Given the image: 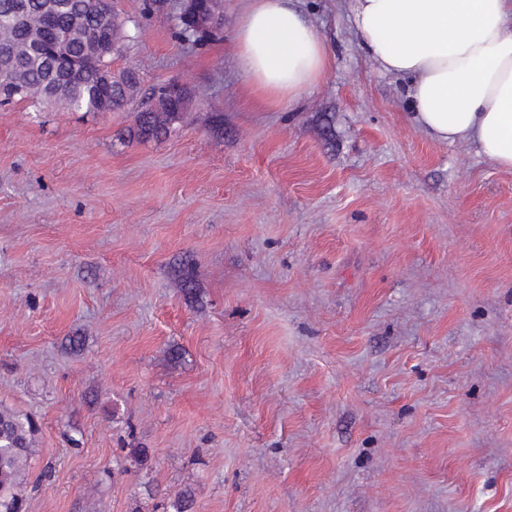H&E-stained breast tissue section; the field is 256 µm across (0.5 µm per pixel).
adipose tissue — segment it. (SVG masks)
Masks as SVG:
<instances>
[{"mask_svg": "<svg viewBox=\"0 0 512 512\" xmlns=\"http://www.w3.org/2000/svg\"><path fill=\"white\" fill-rule=\"evenodd\" d=\"M352 13L368 58L406 80L414 125L512 171V0H354ZM233 50L273 107L308 94L334 62L299 0H248Z\"/></svg>", "mask_w": 512, "mask_h": 512, "instance_id": "ef3b65f1", "label": "adipose tissue"}]
</instances>
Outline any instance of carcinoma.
I'll return each instance as SVG.
<instances>
[{
    "label": "carcinoma",
    "mask_w": 512,
    "mask_h": 512,
    "mask_svg": "<svg viewBox=\"0 0 512 512\" xmlns=\"http://www.w3.org/2000/svg\"><path fill=\"white\" fill-rule=\"evenodd\" d=\"M16 0H0V31L9 36L20 48V55L13 60L11 78L0 77V99L6 102H29L34 107L44 105L43 89L60 91L55 103L76 111L96 112L112 106L125 105L136 89L139 79L130 73H121L112 85L101 83V69L111 68L112 53L120 48L124 22L117 14L105 16L98 12L87 19L85 35L101 28L112 27V45L104 59L80 67L75 75L58 66V54L48 53L33 42L27 24L14 13ZM85 0H26L29 12H52L55 28L66 36L63 54L80 58L81 40L71 30V15L84 10ZM173 102L164 90L155 88L138 113L134 134L141 139L159 135V128L151 122L155 111H165ZM37 425L33 417L0 405V512H23L24 477L34 448Z\"/></svg>",
    "instance_id": "1"
}]
</instances>
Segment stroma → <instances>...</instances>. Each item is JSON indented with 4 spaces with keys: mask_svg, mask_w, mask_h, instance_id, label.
<instances>
[{
    "mask_svg": "<svg viewBox=\"0 0 512 512\" xmlns=\"http://www.w3.org/2000/svg\"><path fill=\"white\" fill-rule=\"evenodd\" d=\"M183 0H115L136 115L0 107V404L38 425L25 512H512V171L409 119L352 0L334 63L258 103ZM150 454L138 469L132 449ZM153 100L154 103L152 104ZM168 105L173 106L174 103L168 99L162 88H155L138 113L136 121L137 127L134 134L141 139L158 137L160 129L152 124L151 116L154 114L153 111H166L168 109Z\"/></svg>",
    "mask_w": 512,
    "mask_h": 512,
    "instance_id": "1",
    "label": "stroma"
}]
</instances>
